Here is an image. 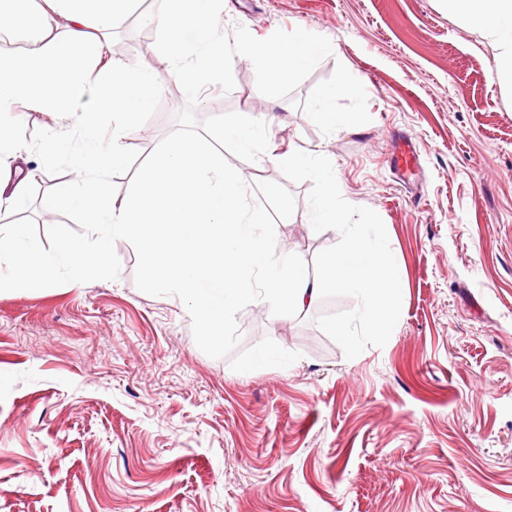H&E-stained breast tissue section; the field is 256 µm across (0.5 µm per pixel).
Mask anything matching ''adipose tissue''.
I'll return each mask as SVG.
<instances>
[{
    "instance_id": "1",
    "label": "adipose tissue",
    "mask_w": 512,
    "mask_h": 512,
    "mask_svg": "<svg viewBox=\"0 0 512 512\" xmlns=\"http://www.w3.org/2000/svg\"><path fill=\"white\" fill-rule=\"evenodd\" d=\"M27 0L0 6V30H19L50 48L10 59L0 58V112L19 108L41 112L53 131L48 144L72 156L75 177L66 200L88 217V237L62 239L47 251L25 225L0 228V288L47 286L58 274L79 285L112 271V247L134 240L159 292L192 302V315L206 335L223 338L247 301L257 299L276 316L303 313L326 290L352 294L356 318L371 336L387 335L402 299V267L382 225L353 218L342 196L335 165L321 151H288L277 164L310 179L317 191L304 213L307 223L338 228L341 241L325 255L319 277H308L294 256L272 258L268 245L277 233L264 212L245 203L249 186L242 173L226 166L205 144L169 140L144 167L133 194L120 205L103 192L111 166L119 158L116 142L142 117L144 103L162 81L154 73L110 65L99 33L123 22L132 0ZM448 12L465 20L494 52L496 79L512 91V0H447ZM74 118L83 137H98L104 121L112 137L100 140L95 155L57 132L61 119ZM224 133L246 151L271 144L266 114H244L224 123ZM25 142L0 126V208L19 201L33 177L18 166Z\"/></svg>"
}]
</instances>
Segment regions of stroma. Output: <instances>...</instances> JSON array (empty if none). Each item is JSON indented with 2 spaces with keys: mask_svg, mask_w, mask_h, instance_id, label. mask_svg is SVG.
Instances as JSON below:
<instances>
[{
  "mask_svg": "<svg viewBox=\"0 0 512 512\" xmlns=\"http://www.w3.org/2000/svg\"><path fill=\"white\" fill-rule=\"evenodd\" d=\"M226 35L300 27L332 42L291 98L256 88L235 57V87H212L198 119L274 118V147L318 149L345 199L382 224L404 270L389 335L331 330L355 301L330 289L299 315L249 301L227 338L202 336L188 302L159 293L136 241L117 243L110 276L0 291V512H512V92L480 35L445 0H224ZM118 68L177 82L154 25L104 32ZM344 64L364 86L369 123L323 134L302 104ZM185 98L157 96L119 144L114 203ZM415 143L421 179L389 167L392 135ZM21 134L35 176L0 225H26L45 250L87 236L63 190L69 153L47 152L46 119ZM293 215L271 251L301 254L307 276L339 244L302 218L315 183L225 153ZM273 348L282 359L266 363Z\"/></svg>",
  "mask_w": 512,
  "mask_h": 512,
  "instance_id": "stroma-1",
  "label": "stroma"
}]
</instances>
